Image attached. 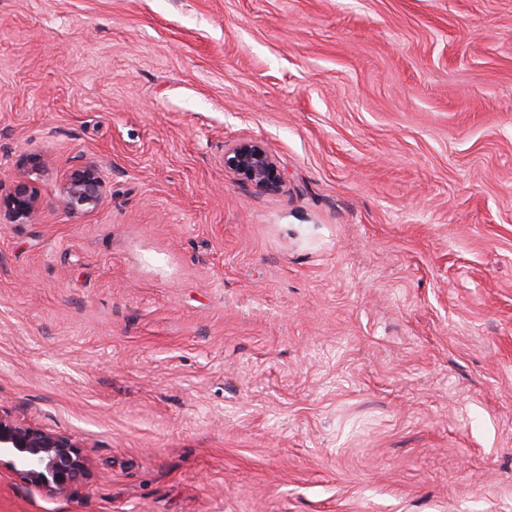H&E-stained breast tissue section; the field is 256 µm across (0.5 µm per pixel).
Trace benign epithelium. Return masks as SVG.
Wrapping results in <instances>:
<instances>
[{
  "label": "benign epithelium",
  "instance_id": "obj_1",
  "mask_svg": "<svg viewBox=\"0 0 512 512\" xmlns=\"http://www.w3.org/2000/svg\"><path fill=\"white\" fill-rule=\"evenodd\" d=\"M224 164L242 179L265 191H276L283 173L268 150L255 141H241L224 153ZM104 180L99 168L83 165L71 170L63 186L67 207L90 212L102 200ZM39 206L36 189L14 181L0 194V210L18 223L29 221ZM16 470L37 488L66 495L87 474L81 447L70 437L24 424L0 410V465Z\"/></svg>",
  "mask_w": 512,
  "mask_h": 512
}]
</instances>
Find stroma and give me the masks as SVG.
<instances>
[{"mask_svg": "<svg viewBox=\"0 0 512 512\" xmlns=\"http://www.w3.org/2000/svg\"><path fill=\"white\" fill-rule=\"evenodd\" d=\"M18 178L0 410L89 474L0 512H512V0H0ZM224 164L242 179L265 191H276L283 173L268 150L255 141H241L224 153ZM103 186V175L96 166L73 168L63 186L67 207L74 212L93 211L101 203ZM38 206L39 196L36 189L22 179L15 180L6 194H0V210L7 212L9 217L18 223L29 221Z\"/></svg>", "mask_w": 512, "mask_h": 512, "instance_id": "obj_1", "label": "stroma"}]
</instances>
